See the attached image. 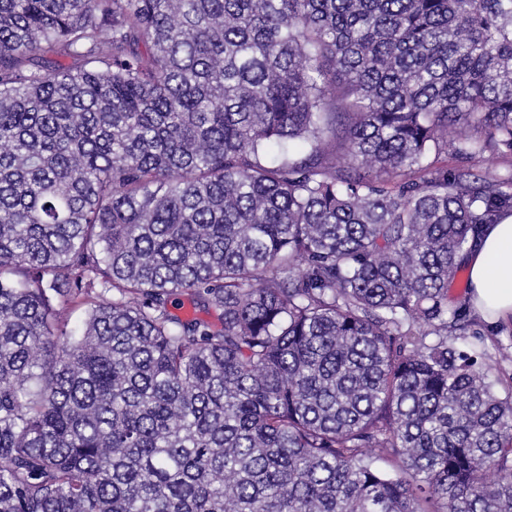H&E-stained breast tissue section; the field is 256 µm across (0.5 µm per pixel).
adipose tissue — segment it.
<instances>
[{
  "mask_svg": "<svg viewBox=\"0 0 512 512\" xmlns=\"http://www.w3.org/2000/svg\"><path fill=\"white\" fill-rule=\"evenodd\" d=\"M462 264L474 312L492 325L512 318V215L485 225Z\"/></svg>",
  "mask_w": 512,
  "mask_h": 512,
  "instance_id": "ef3b65f1",
  "label": "adipose tissue"
}]
</instances>
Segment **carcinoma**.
I'll return each mask as SVG.
<instances>
[{
    "label": "carcinoma",
    "instance_id": "cac0c4a2",
    "mask_svg": "<svg viewBox=\"0 0 512 512\" xmlns=\"http://www.w3.org/2000/svg\"><path fill=\"white\" fill-rule=\"evenodd\" d=\"M488 155L512 0H0V512H512ZM461 261L467 273L458 274L448 288V295L465 298L467 302L470 294L477 318L469 311L472 324L467 334L448 336V342H454L460 350H469L474 341L472 332H479L488 346L487 355L479 363L482 369L503 381L498 389L504 394V385L510 381L512 385V321L496 327L490 325L512 317V215L502 218L498 224H486ZM467 276L469 293L465 288ZM502 352H508L511 359L502 358Z\"/></svg>",
    "mask_w": 512,
    "mask_h": 512
}]
</instances>
